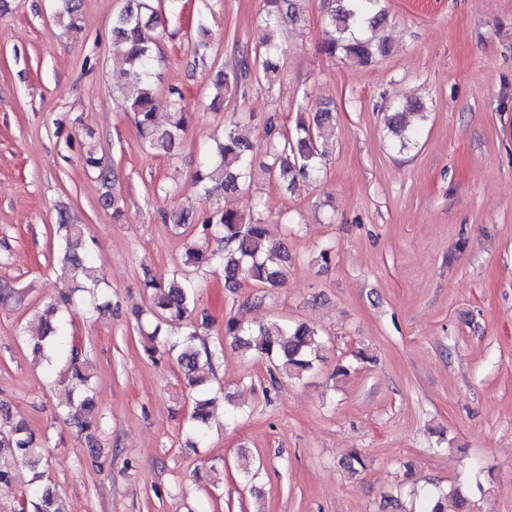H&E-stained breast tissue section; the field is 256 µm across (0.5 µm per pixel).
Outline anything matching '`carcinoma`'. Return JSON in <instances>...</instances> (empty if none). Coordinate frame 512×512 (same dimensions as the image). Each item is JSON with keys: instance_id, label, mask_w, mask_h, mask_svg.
Listing matches in <instances>:
<instances>
[{"instance_id": "carcinoma-1", "label": "carcinoma", "mask_w": 512, "mask_h": 512, "mask_svg": "<svg viewBox=\"0 0 512 512\" xmlns=\"http://www.w3.org/2000/svg\"><path fill=\"white\" fill-rule=\"evenodd\" d=\"M268 9L263 19L264 35L253 55H245L236 68L216 73V93L209 108L219 111L224 101L232 96L245 94L248 79L273 86L286 56V50L276 40L275 33L285 18L295 15V0H266ZM181 0H126V5L112 18V47L114 54L126 65V83L123 95L137 124L143 144L149 150L169 155L185 132L191 113L182 105L183 97L176 96L172 111L163 123L156 120L154 99L155 58L154 28L160 16L180 12ZM81 0H62L61 14L68 19V28L78 29L77 19ZM387 12L382 0H337L330 10L326 24L332 29L324 52L333 56L338 51L364 64L375 56L389 53V46L375 41V32L384 25ZM421 107L406 105L395 107L388 115V127L397 136H405L401 145L416 138L417 130H406V114L418 112ZM331 112L325 110L310 116L303 107L297 108L294 125L281 127L271 118L265 125L264 141L253 140L248 124L236 122L224 128L222 139L205 151L202 166L195 178L204 194L220 202L226 192L250 187L260 175L276 177L286 188L301 180H315L320 176L330 154L323 129L329 124ZM257 212L244 218L220 206L198 216L189 210L164 216L178 228H185L192 237L183 255V266L195 269L221 266L224 269V286L239 288L249 282L261 288H279L285 280L288 266V248L281 241L271 238L268 225ZM58 247L56 258L67 267L72 279L95 278L94 241L87 237L84 225L74 222L66 211L59 212L56 224ZM149 296L146 310L133 312L139 331L147 339L145 351L153 356L160 352L175 360L181 367L189 385L195 388V398L189 416L190 428L196 443L207 441L211 389L207 376L201 371H214L217 358L201 337L200 328L208 325L207 315L201 321L190 316L196 307V288L188 277L178 274L146 273L142 282ZM75 289L61 293V302L45 305L39 315V331L26 338L28 347L48 362L57 360L61 346L68 347L67 383L71 390L86 385L90 378L91 363L82 348L62 334V325L56 320L59 304L74 303ZM224 336L242 343L260 356L277 362L278 372L301 378L311 371L321 359L324 346L318 330L303 323L290 327L278 322L247 325L232 317L224 322ZM65 415L84 435L92 463H98L99 452L95 432L96 404L88 396L70 397ZM0 489L11 486L13 472L19 465L33 472L32 490L28 504L30 512H68L62 499L51 485L45 470L43 445L37 433L23 420L13 418L8 407L0 406ZM453 499L459 512H468L469 500L458 488L446 492L441 488L423 492L424 512H447L448 499Z\"/></svg>"}]
</instances>
